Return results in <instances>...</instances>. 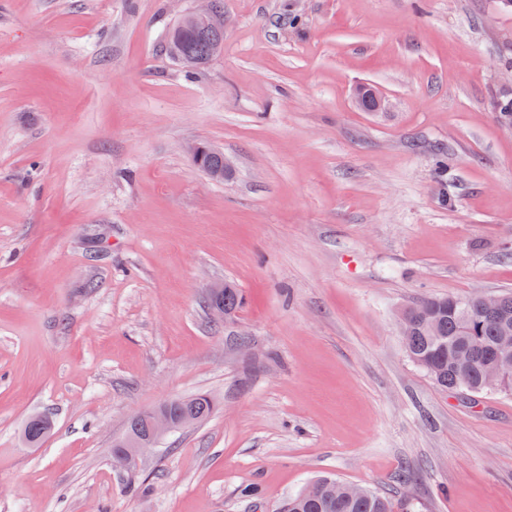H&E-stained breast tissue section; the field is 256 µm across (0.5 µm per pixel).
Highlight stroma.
Segmentation results:
<instances>
[{"mask_svg": "<svg viewBox=\"0 0 512 512\" xmlns=\"http://www.w3.org/2000/svg\"><path fill=\"white\" fill-rule=\"evenodd\" d=\"M209 4L0 0V512H279L323 474L512 512V391L441 390L397 324L512 291V10L223 0L189 75L162 45ZM198 393L207 420L113 468L134 416ZM353 94L359 107L368 112L377 111L389 104L385 97L367 85L356 86ZM224 294V297H222ZM209 298L212 300V310L218 315L224 317L231 316L243 303V294L240 288L234 284L224 282L210 288ZM221 298L224 304L221 302ZM51 428L50 420L41 414H34L28 418L22 430L24 442L29 446H36Z\"/></svg>", "mask_w": 512, "mask_h": 512, "instance_id": "1", "label": "stroma"}]
</instances>
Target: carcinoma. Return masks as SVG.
I'll return each mask as SVG.
<instances>
[{
	"mask_svg": "<svg viewBox=\"0 0 512 512\" xmlns=\"http://www.w3.org/2000/svg\"><path fill=\"white\" fill-rule=\"evenodd\" d=\"M224 47V33L190 24L175 25L167 35L166 50L187 72L208 63ZM196 165L215 179L224 178V155L210 150ZM224 316L233 314L243 303L241 289L224 283ZM403 340L410 359L443 388L480 394L493 389L512 390V376L500 379L496 386L487 384L486 376L500 352L507 349L504 337L512 336V293L500 295L498 307L489 310L470 298L441 297L418 301L405 309ZM171 417L206 420L213 402L199 394L177 398L162 404ZM51 428L41 414L28 418L22 430L24 442L35 446ZM143 415L129 423L125 438L114 448L128 446L148 434ZM281 512H414L412 505L400 504L369 488L344 485L329 476H321L284 503Z\"/></svg>",
	"mask_w": 512,
	"mask_h": 512,
	"instance_id": "obj_1",
	"label": "carcinoma"
}]
</instances>
